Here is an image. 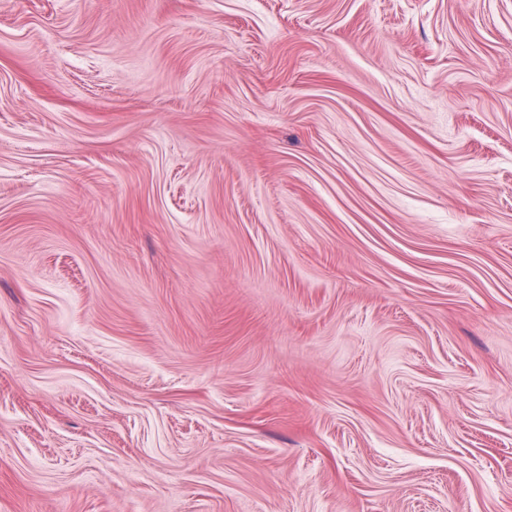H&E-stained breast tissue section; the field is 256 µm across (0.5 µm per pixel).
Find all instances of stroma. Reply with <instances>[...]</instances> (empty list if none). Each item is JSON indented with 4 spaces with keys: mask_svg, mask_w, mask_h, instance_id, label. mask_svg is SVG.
<instances>
[{
    "mask_svg": "<svg viewBox=\"0 0 512 512\" xmlns=\"http://www.w3.org/2000/svg\"><path fill=\"white\" fill-rule=\"evenodd\" d=\"M0 512H512V0H0Z\"/></svg>",
    "mask_w": 512,
    "mask_h": 512,
    "instance_id": "1",
    "label": "stroma"
}]
</instances>
